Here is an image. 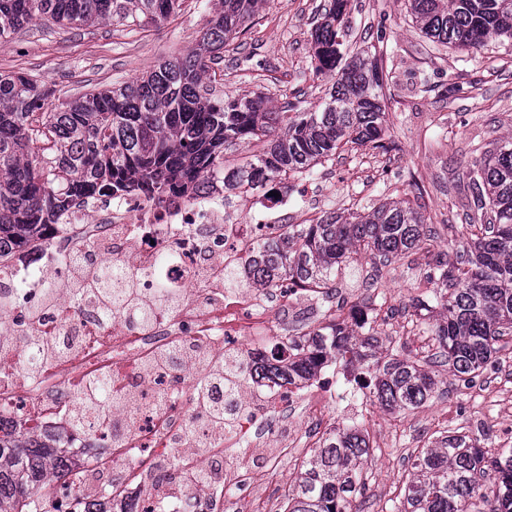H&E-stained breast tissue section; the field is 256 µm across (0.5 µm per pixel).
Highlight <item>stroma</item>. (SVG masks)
<instances>
[{
  "label": "stroma",
  "mask_w": 512,
  "mask_h": 512,
  "mask_svg": "<svg viewBox=\"0 0 512 512\" xmlns=\"http://www.w3.org/2000/svg\"><path fill=\"white\" fill-rule=\"evenodd\" d=\"M217 0H185L164 24L135 31L116 24L66 28L30 25L0 45V72L24 73L52 89L50 105L96 85L134 81L161 62L183 54L200 36ZM330 0H268L247 31L211 63L216 97L262 95L274 107L298 100L315 111L329 82L314 69L311 32ZM345 47L382 52L383 106L392 150L340 147L307 177V191L289 206L292 224H313L326 214L370 211L380 203L409 198L439 227V239L408 258L384 267L379 286L390 305L374 326L390 340L389 353L423 360L435 351L432 337L419 336L413 321L423 313L412 304L426 264L459 261L458 242L480 217L470 206L467 174L477 142L512 138V39L500 38L474 53L427 39L405 0H351ZM496 363L479 389L461 386L450 365L430 364L437 389L422 407L391 413L370 402L346 414L342 403L323 407V431L357 421L376 448L363 470L359 512H380L398 496L417 449L455 430L484 435V449L512 446V335L503 337Z\"/></svg>",
  "instance_id": "obj_1"
}]
</instances>
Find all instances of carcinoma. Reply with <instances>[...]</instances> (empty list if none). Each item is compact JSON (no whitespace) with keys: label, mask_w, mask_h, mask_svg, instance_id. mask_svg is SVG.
I'll use <instances>...</instances> for the list:
<instances>
[{"label":"carcinoma","mask_w":512,"mask_h":512,"mask_svg":"<svg viewBox=\"0 0 512 512\" xmlns=\"http://www.w3.org/2000/svg\"><path fill=\"white\" fill-rule=\"evenodd\" d=\"M183 0H0V43L31 24L94 26L112 22L143 28L168 20ZM267 0H218L200 40L185 56L157 65L129 84L94 88L46 112L52 90L21 74L0 73V251L27 244L78 197L128 191L159 202L207 175L233 145L266 138L261 153L232 169L224 192L245 183H281L309 175L341 144L386 152L383 70L376 57L344 56L343 20L351 0H332L312 32L316 70L338 74L316 112H273L259 96L216 99L204 85L208 63L239 37ZM425 36L474 52L512 38V0H407ZM474 205L487 215L462 245L460 265L441 260L424 270V309L438 354L469 388L491 363L497 342L512 331V141L483 148L469 171ZM437 241L408 199L366 213H333L315 224H290L283 237L256 247L247 272L259 288L281 279L328 288L365 251L382 265ZM383 340L370 325L331 319L288 345V359L256 364L289 384L309 379L296 358L320 352L329 364L346 361L364 388L389 412L417 409L435 392L419 360L376 350ZM370 456L366 433L334 428L304 462L285 494L283 512H353ZM72 474L64 450L33 433L0 436V512H46L57 482ZM512 512V448L487 457L480 439L444 435L418 451L395 512Z\"/></svg>","instance_id":"obj_1"}]
</instances>
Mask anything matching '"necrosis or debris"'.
Here are the masks:
<instances>
[{"mask_svg":"<svg viewBox=\"0 0 512 512\" xmlns=\"http://www.w3.org/2000/svg\"><path fill=\"white\" fill-rule=\"evenodd\" d=\"M303 191H259L268 218L255 224L225 201L219 164L161 204L137 194L76 199L47 238L0 256V353L19 364L0 372V428L50 434L84 469L82 484L60 489L55 512H86L107 489L127 512H179L186 491L195 512H221L228 486L241 492L239 512L260 499L278 512L255 459L308 456L322 427L321 386L251 378L231 397L213 388L209 401L234 416L219 441L195 380L228 354L248 368L252 339L287 341L273 307L302 324L325 316L322 289L224 281L227 267L245 270L258 244L283 233L275 215ZM164 283L171 297L160 301ZM114 373L110 401L89 409L75 397L78 382ZM292 405L309 414L307 430L289 429ZM202 446L223 447L233 466L199 457Z\"/></svg>","mask_w":512,"mask_h":512,"instance_id":"4bbe7bcc","label":"necrosis or debris"}]
</instances>
